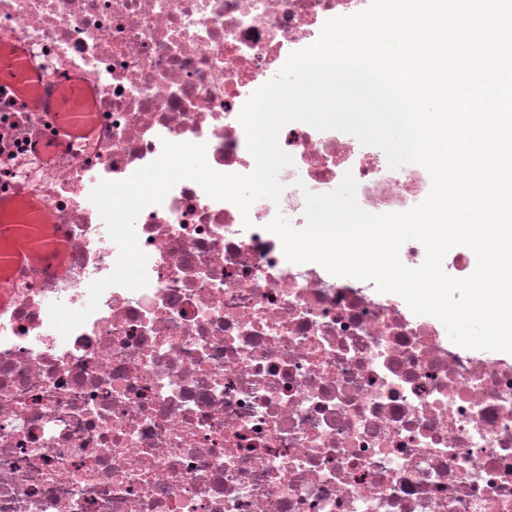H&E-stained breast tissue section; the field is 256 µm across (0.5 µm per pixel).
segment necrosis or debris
I'll use <instances>...</instances> for the list:
<instances>
[{
	"label": "necrosis or debris",
	"mask_w": 512,
	"mask_h": 512,
	"mask_svg": "<svg viewBox=\"0 0 512 512\" xmlns=\"http://www.w3.org/2000/svg\"><path fill=\"white\" fill-rule=\"evenodd\" d=\"M362 0H0V32L49 70L87 75L108 136L47 184L42 236L62 285L14 289L0 314V512H512V362L454 344L373 282L287 260L266 226L305 224V192L355 178L371 214L417 206L427 170L292 122L279 202L248 214L194 181L135 224L140 290L108 287L119 249L92 189L206 144L252 172L242 107L291 52Z\"/></svg>",
	"instance_id": "necrosis-or-debris-1"
}]
</instances>
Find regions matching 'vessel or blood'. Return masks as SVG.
Returning a JSON list of instances; mask_svg holds the SVG:
<instances>
[{
  "label": "vessel or blood",
  "mask_w": 512,
  "mask_h": 512,
  "mask_svg": "<svg viewBox=\"0 0 512 512\" xmlns=\"http://www.w3.org/2000/svg\"><path fill=\"white\" fill-rule=\"evenodd\" d=\"M31 86L37 87V98L31 105L19 104V97ZM88 89L80 75L46 71L29 45L0 33V103H18L22 138L28 143L27 151L17 155V163L33 161L49 172L60 155L85 156L94 152L102 140V128L88 122L76 107L77 98ZM18 198L34 206L25 224L41 221L38 208L43 204V189L35 184L14 183L9 191L0 192L1 246L22 232L23 224L8 217Z\"/></svg>",
  "instance_id": "1"
}]
</instances>
